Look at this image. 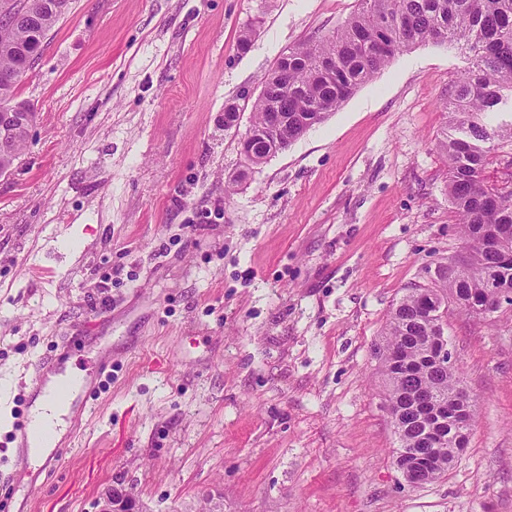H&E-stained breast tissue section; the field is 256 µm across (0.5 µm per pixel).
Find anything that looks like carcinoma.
<instances>
[{
    "label": "carcinoma",
    "mask_w": 512,
    "mask_h": 512,
    "mask_svg": "<svg viewBox=\"0 0 512 512\" xmlns=\"http://www.w3.org/2000/svg\"><path fill=\"white\" fill-rule=\"evenodd\" d=\"M70 0H0V112H31L17 100L20 84L42 55L48 33ZM452 45L468 66L453 83L445 109L450 132L437 148L448 167V202L459 217L465 255L442 289L414 288L394 308L379 348L385 400L395 404L392 426L403 464L427 463L419 479L435 480L467 448L469 437L448 421V402L463 386L453 363L430 352L441 348L434 312L453 301L498 311L497 296L512 292V191L493 195L483 188L494 143L512 144V121L486 122L512 101V0H357L340 28L288 48L262 82L252 103L251 128L266 139L248 156L255 168L323 123L359 87L404 49ZM288 124L272 136L270 114Z\"/></svg>",
    "instance_id": "1"
}]
</instances>
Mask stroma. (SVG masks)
Returning a JSON list of instances; mask_svg holds the SVG:
<instances>
[{"label":"stroma","instance_id":"obj_1","mask_svg":"<svg viewBox=\"0 0 512 512\" xmlns=\"http://www.w3.org/2000/svg\"><path fill=\"white\" fill-rule=\"evenodd\" d=\"M355 6L72 0L49 32L0 175V512H100L119 483L140 512H512V306L443 318L476 414L434 482L392 464L377 354L462 251L435 144L465 56L412 47L267 163L240 152L264 75ZM76 335L72 371L108 346L112 377L55 470L14 465V401Z\"/></svg>","mask_w":512,"mask_h":512}]
</instances>
